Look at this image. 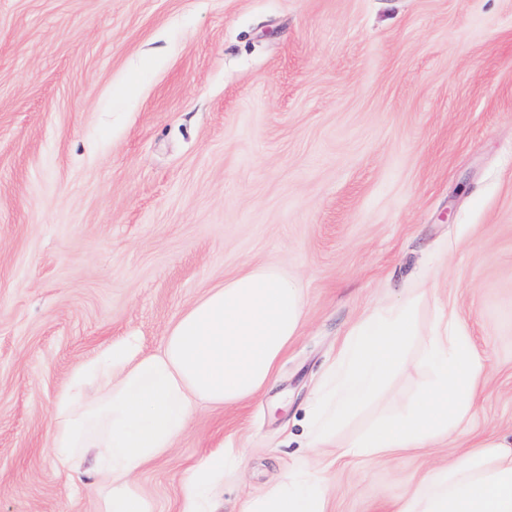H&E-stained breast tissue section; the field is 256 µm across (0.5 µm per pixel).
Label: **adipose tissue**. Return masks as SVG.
<instances>
[{
    "label": "adipose tissue",
    "mask_w": 512,
    "mask_h": 512,
    "mask_svg": "<svg viewBox=\"0 0 512 512\" xmlns=\"http://www.w3.org/2000/svg\"><path fill=\"white\" fill-rule=\"evenodd\" d=\"M420 294L375 309L355 322L306 409L308 451L318 466L285 472L240 512H329L328 457L341 455L337 431L359 410L381 402L385 385L406 361L407 343L426 341L419 363L431 379L403 411L360 433L349 453L373 459L425 448L464 430L480 396L484 366L455 314L422 328ZM305 294L289 275L251 266L209 289L170 326L163 347L142 352L134 339L113 343L79 367L53 414L58 466L92 461L98 512H155L136 488L139 472L164 457L191 424L197 404L232 407L259 394L281 356L299 335ZM95 372L99 393L82 392ZM241 455L228 448L187 477L181 512H215L214 488L226 464ZM391 512H512V435L485 437L448 464L429 470L420 487Z\"/></svg>",
    "instance_id": "ef3b65f1"
}]
</instances>
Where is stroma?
Wrapping results in <instances>:
<instances>
[{
  "label": "stroma",
  "instance_id": "1",
  "mask_svg": "<svg viewBox=\"0 0 512 512\" xmlns=\"http://www.w3.org/2000/svg\"><path fill=\"white\" fill-rule=\"evenodd\" d=\"M250 263L301 281L304 327L260 395L200 407L141 473L156 512L224 443L223 512L274 484L348 329L418 290L484 360L473 420L338 459L331 512L512 432V0H0V512H96L54 461L58 393ZM427 381L404 367L384 399Z\"/></svg>",
  "mask_w": 512,
  "mask_h": 512
}]
</instances>
